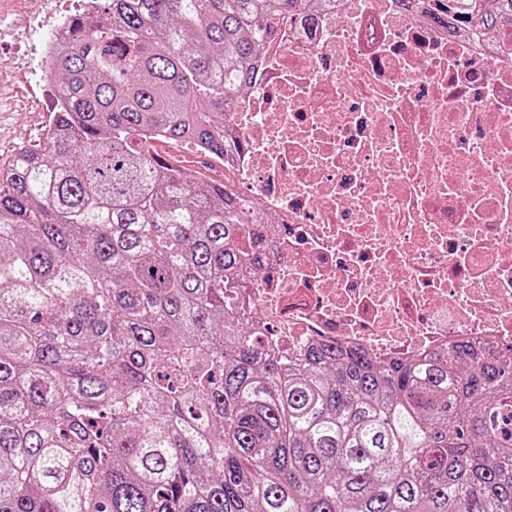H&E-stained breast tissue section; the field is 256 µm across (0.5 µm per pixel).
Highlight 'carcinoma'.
<instances>
[{
    "mask_svg": "<svg viewBox=\"0 0 512 512\" xmlns=\"http://www.w3.org/2000/svg\"><path fill=\"white\" fill-rule=\"evenodd\" d=\"M339 0H98L46 77L45 145L0 167V512H512V348L284 360L236 288L239 193L145 146L228 147L285 14ZM489 34L512 0H459Z\"/></svg>",
    "mask_w": 512,
    "mask_h": 512,
    "instance_id": "cac0c4a2",
    "label": "carcinoma"
}]
</instances>
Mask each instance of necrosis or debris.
<instances>
[{"mask_svg": "<svg viewBox=\"0 0 512 512\" xmlns=\"http://www.w3.org/2000/svg\"><path fill=\"white\" fill-rule=\"evenodd\" d=\"M437 0L280 19L224 118V181L272 231L244 319L290 355L336 339L403 361L512 345V30L475 41ZM47 68L71 41L55 0Z\"/></svg>", "mask_w": 512, "mask_h": 512, "instance_id": "necrosis-or-debris-1", "label": "necrosis or debris"}]
</instances>
